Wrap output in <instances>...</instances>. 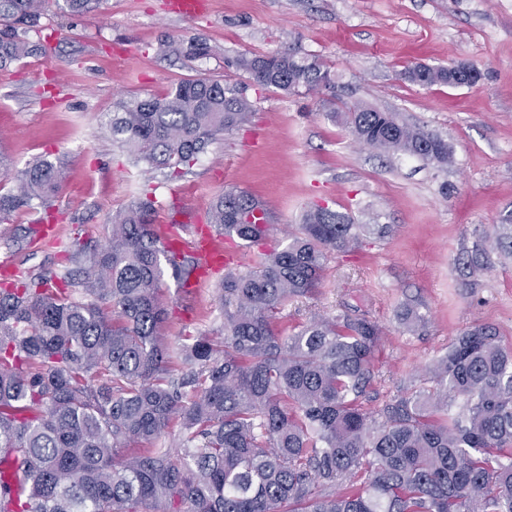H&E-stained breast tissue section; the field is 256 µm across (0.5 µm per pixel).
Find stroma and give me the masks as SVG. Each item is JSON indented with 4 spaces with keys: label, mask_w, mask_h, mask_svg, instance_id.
<instances>
[{
    "label": "stroma",
    "mask_w": 512,
    "mask_h": 512,
    "mask_svg": "<svg viewBox=\"0 0 512 512\" xmlns=\"http://www.w3.org/2000/svg\"><path fill=\"white\" fill-rule=\"evenodd\" d=\"M42 23L51 33L44 49L0 70V150L17 171L42 156L65 159L53 207L59 235L50 245L37 238L45 216L37 207L0 221V289L38 275L81 279L73 254L105 245L112 213L144 196L157 201L159 225L171 221L172 197L197 210L199 222L179 227L191 244L212 202L238 190L265 204L270 239L281 248L314 204L357 224L388 225L385 237L367 234L349 250L329 251L321 287L278 315L291 331L350 307L382 327L368 410L418 384L471 327H493L512 347V260L495 246L496 226L512 210V0H207L192 19L170 14L168 0H104L84 15L45 0ZM192 38L208 42L212 55L157 53L161 41ZM290 48L322 62L335 93L248 86L252 124L211 143L184 176L146 172L101 123L119 99L163 95L184 79L246 84L228 60ZM460 61L481 70L477 85L422 87L403 76L416 64ZM353 103L441 136L453 165L359 146L340 116ZM220 279L213 274L187 293L164 274L166 343L216 335ZM407 304L424 318L414 331L398 318Z\"/></svg>",
    "instance_id": "1"
}]
</instances>
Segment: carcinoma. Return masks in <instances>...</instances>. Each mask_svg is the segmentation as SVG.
<instances>
[{
	"label": "carcinoma",
	"mask_w": 512,
	"mask_h": 512,
	"mask_svg": "<svg viewBox=\"0 0 512 512\" xmlns=\"http://www.w3.org/2000/svg\"><path fill=\"white\" fill-rule=\"evenodd\" d=\"M44 0H0V69L42 49ZM160 54L199 58L203 40H169ZM262 89L288 95L333 91L320 61L296 50L229 62ZM422 86H473L480 70L417 65ZM245 88L185 79L163 96L116 103L106 127L136 161L179 177L224 132L250 122ZM355 139L438 168L448 142L391 112L352 104ZM64 162L41 157L0 194V215L49 211ZM141 198L112 216L108 244L85 255L87 299L43 276L0 291V451L21 461L0 469L11 512H512V348L488 326L448 347L415 386L369 412L382 329L348 309L288 334L277 315L322 284L327 252L355 246L383 224H354L314 205L287 247L267 248L270 213L227 191L207 224L259 248L256 267L228 268L217 288L224 323L171 349L159 295L161 261L182 281L197 263L166 249ZM496 246L512 258V214ZM191 366L179 377L174 362ZM460 406L459 411L453 407ZM179 425L176 453L150 444ZM359 483L354 491L346 483Z\"/></svg>",
	"instance_id": "1"
}]
</instances>
